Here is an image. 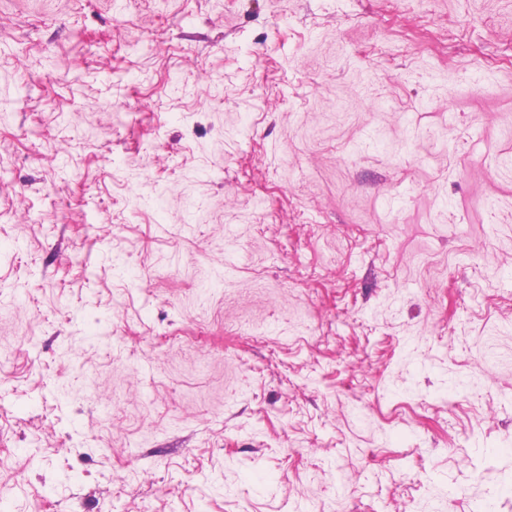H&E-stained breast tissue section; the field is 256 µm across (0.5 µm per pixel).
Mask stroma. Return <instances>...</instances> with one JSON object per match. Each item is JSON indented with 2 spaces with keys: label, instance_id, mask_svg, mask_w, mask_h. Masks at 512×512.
Segmentation results:
<instances>
[{
  "label": "stroma",
  "instance_id": "35a3bbf8",
  "mask_svg": "<svg viewBox=\"0 0 512 512\" xmlns=\"http://www.w3.org/2000/svg\"><path fill=\"white\" fill-rule=\"evenodd\" d=\"M0 512H512V0H0Z\"/></svg>",
  "mask_w": 512,
  "mask_h": 512
}]
</instances>
